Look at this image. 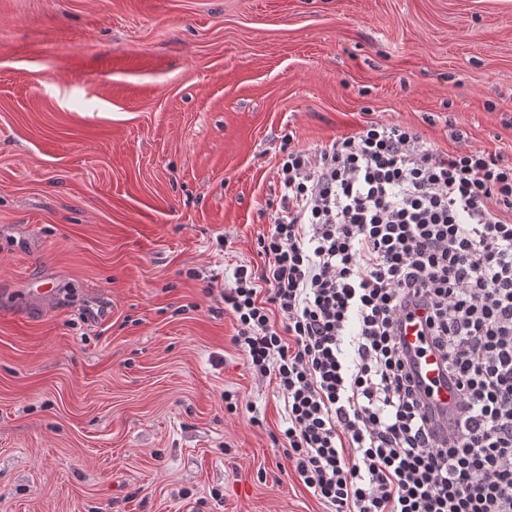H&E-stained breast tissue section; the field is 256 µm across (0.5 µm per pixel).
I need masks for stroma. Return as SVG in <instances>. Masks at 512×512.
<instances>
[{
  "mask_svg": "<svg viewBox=\"0 0 512 512\" xmlns=\"http://www.w3.org/2000/svg\"><path fill=\"white\" fill-rule=\"evenodd\" d=\"M370 118L511 162L512 0H0V512H325L223 293Z\"/></svg>",
  "mask_w": 512,
  "mask_h": 512,
  "instance_id": "1",
  "label": "stroma"
}]
</instances>
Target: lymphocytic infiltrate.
<instances>
[{"label": "lymphocytic infiltrate", "instance_id": "lymphocytic-infiltrate-1", "mask_svg": "<svg viewBox=\"0 0 512 512\" xmlns=\"http://www.w3.org/2000/svg\"><path fill=\"white\" fill-rule=\"evenodd\" d=\"M454 141L367 120L282 147L263 264L224 293L234 345L284 400L282 453L327 512H512V164ZM412 318L456 385L445 433L398 334Z\"/></svg>", "mask_w": 512, "mask_h": 512}]
</instances>
